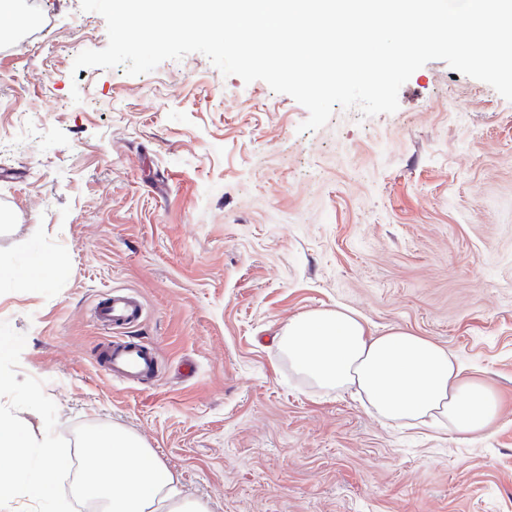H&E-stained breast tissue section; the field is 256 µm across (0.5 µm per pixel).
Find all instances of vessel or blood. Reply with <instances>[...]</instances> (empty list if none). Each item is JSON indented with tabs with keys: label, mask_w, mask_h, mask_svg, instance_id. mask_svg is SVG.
Here are the masks:
<instances>
[{
	"label": "vessel or blood",
	"mask_w": 512,
	"mask_h": 512,
	"mask_svg": "<svg viewBox=\"0 0 512 512\" xmlns=\"http://www.w3.org/2000/svg\"><path fill=\"white\" fill-rule=\"evenodd\" d=\"M93 315L96 324L107 334L94 352L100 371L113 381L127 385H139L158 377L156 349L123 333L124 328L137 324L143 315V305L135 296L123 290L113 291L95 303Z\"/></svg>",
	"instance_id": "vessel-or-blood-1"
}]
</instances>
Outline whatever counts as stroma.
<instances>
[{"label":"stroma","instance_id":"1","mask_svg":"<svg viewBox=\"0 0 512 512\" xmlns=\"http://www.w3.org/2000/svg\"><path fill=\"white\" fill-rule=\"evenodd\" d=\"M0 49V413L53 491L0 512H83L86 434L119 426L207 512H512V101L441 60L392 114L305 107L202 54L139 76L74 69L108 44L81 0H37ZM55 273L30 286L36 259ZM138 294L127 328L159 377L127 387L91 361L94 302ZM346 308L408 329L493 385L483 435L381 422L290 367L289 318ZM41 457L45 459L46 466L42 468L37 479L30 484V492L34 495L45 496L51 493L52 470L60 464L61 456L56 448L48 443L41 446Z\"/></svg>","mask_w":512,"mask_h":512}]
</instances>
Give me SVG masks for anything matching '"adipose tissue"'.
<instances>
[{"label": "adipose tissue", "instance_id": "ef3b65f1", "mask_svg": "<svg viewBox=\"0 0 512 512\" xmlns=\"http://www.w3.org/2000/svg\"><path fill=\"white\" fill-rule=\"evenodd\" d=\"M280 344L289 364L325 390L356 389L380 419L403 426H444L473 437L491 428L498 399L485 382L466 379L445 347L406 329L371 331L355 312L314 310L289 319ZM26 430L0 422V488H14L28 469ZM83 490L105 512H206L184 499L176 479L140 442L119 428L92 435Z\"/></svg>", "mask_w": 512, "mask_h": 512}]
</instances>
